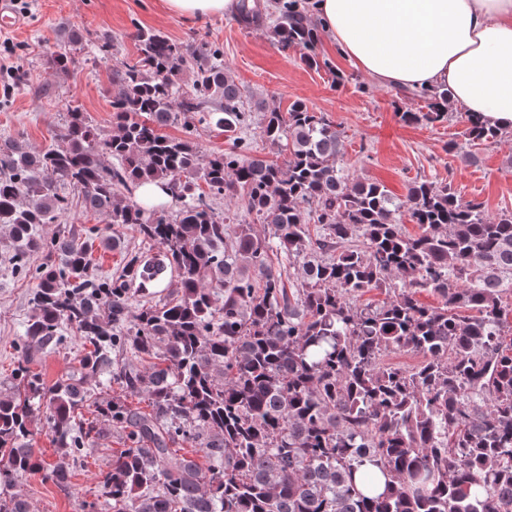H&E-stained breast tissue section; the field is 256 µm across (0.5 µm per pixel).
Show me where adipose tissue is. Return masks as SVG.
<instances>
[{
	"label": "adipose tissue",
	"instance_id": "obj_1",
	"mask_svg": "<svg viewBox=\"0 0 512 512\" xmlns=\"http://www.w3.org/2000/svg\"><path fill=\"white\" fill-rule=\"evenodd\" d=\"M316 9L370 79L446 87L451 107L512 130V0H317Z\"/></svg>",
	"mask_w": 512,
	"mask_h": 512
}]
</instances>
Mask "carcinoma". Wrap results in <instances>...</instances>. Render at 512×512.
<instances>
[{
    "label": "carcinoma",
    "mask_w": 512,
    "mask_h": 512,
    "mask_svg": "<svg viewBox=\"0 0 512 512\" xmlns=\"http://www.w3.org/2000/svg\"><path fill=\"white\" fill-rule=\"evenodd\" d=\"M268 14L281 49L300 47L320 66L307 7L241 0V22ZM133 37L136 54L112 66L111 134L71 108L51 148L0 146L11 262L25 271L33 253L63 254L34 273L14 368L0 381V512H28L19 485L31 475L67 485L68 462L105 426L127 441L100 480L112 512H512V211L492 220L448 182L416 178L397 197L349 177L335 123L302 99L263 110L262 133L287 158L254 156L243 136L252 111L219 53L161 31ZM81 41L68 35L52 67L75 64ZM417 95L427 111L402 112L403 122H448L447 88ZM466 122L471 147L503 135L472 114ZM175 123L184 136L162 134ZM199 124L232 150L203 157L190 138ZM61 183L160 259L127 252L119 272L101 275L85 243L45 242L39 226L69 207ZM148 183L171 205L132 200ZM238 193L246 215L215 212L214 198ZM403 214L419 233L403 230ZM275 246L298 271L292 287L271 261ZM157 288L166 296L130 314ZM373 290L386 299L361 303ZM423 291L442 304L421 303ZM68 330L81 348L48 388L32 351L64 346ZM401 350L422 360L385 362ZM114 384L144 393L149 411L94 400ZM89 404L101 419L79 418ZM36 416L55 439L54 463L31 448ZM181 442L204 462L178 453ZM367 462L389 476L376 496L354 479Z\"/></svg>",
    "instance_id": "1"
}]
</instances>
